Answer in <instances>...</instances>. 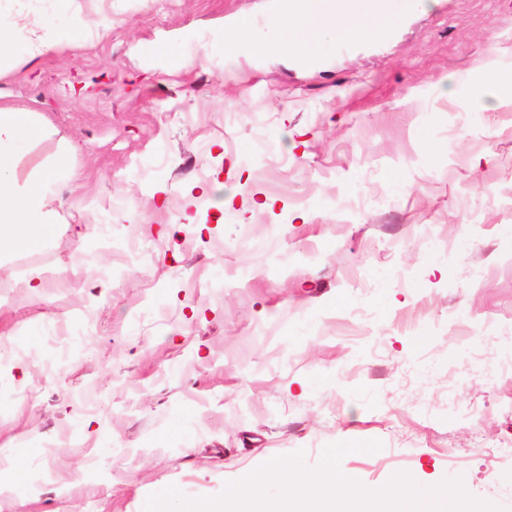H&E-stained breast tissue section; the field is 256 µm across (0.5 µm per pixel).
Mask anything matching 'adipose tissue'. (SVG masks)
Instances as JSON below:
<instances>
[{
  "label": "adipose tissue",
  "mask_w": 512,
  "mask_h": 512,
  "mask_svg": "<svg viewBox=\"0 0 512 512\" xmlns=\"http://www.w3.org/2000/svg\"><path fill=\"white\" fill-rule=\"evenodd\" d=\"M395 0L358 7L353 0H299L285 4L281 12L285 25L297 40L301 54L312 55L324 33L339 38H357L382 32L384 14L395 11ZM40 133L31 113L0 107V245L16 251L40 248L51 238L52 226L46 221L50 185L68 178L63 159H56L35 176L25 192H17L15 159Z\"/></svg>",
  "instance_id": "ef3b65f1"
}]
</instances>
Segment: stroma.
<instances>
[{"label":"stroma","instance_id":"1","mask_svg":"<svg viewBox=\"0 0 512 512\" xmlns=\"http://www.w3.org/2000/svg\"><path fill=\"white\" fill-rule=\"evenodd\" d=\"M280 3L0 0L12 40L81 32L0 70L43 127L19 177L72 173L48 245L0 249V512H143L369 440L340 472L512 512V94H466L512 73V0H423L312 58L225 47ZM256 28L253 16H238L232 20L230 30L224 36V43L240 54H262L267 47L254 38ZM504 74L500 71L486 69L477 70L471 74L470 78V100L478 107L488 88L494 85L509 84L511 86L510 73L507 75L508 81L504 79Z\"/></svg>","mask_w":512,"mask_h":512}]
</instances>
